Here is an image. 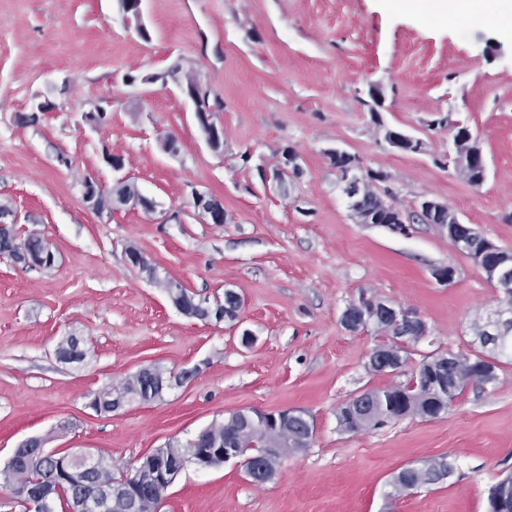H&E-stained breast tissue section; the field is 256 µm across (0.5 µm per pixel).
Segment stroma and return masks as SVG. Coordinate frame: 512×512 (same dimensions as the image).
I'll use <instances>...</instances> for the list:
<instances>
[{"instance_id": "stroma-1", "label": "stroma", "mask_w": 512, "mask_h": 512, "mask_svg": "<svg viewBox=\"0 0 512 512\" xmlns=\"http://www.w3.org/2000/svg\"><path fill=\"white\" fill-rule=\"evenodd\" d=\"M464 8L461 18L437 16L425 0H143L144 39L123 26L117 0H0V206L19 236L37 234L56 255L50 269L0 256V467L43 436L111 458L118 476L237 410L296 409L315 436L271 480L253 483L236 462L191 463L160 512H487L488 486L512 471V358L498 357L496 381L468 385L438 418L357 431L337 421L346 402L406 383L426 356L485 354L478 334L501 307V289L412 217L419 197L445 201L512 252V31L492 22L512 16V0ZM176 63L222 101L221 149L189 98L151 82ZM375 89L384 124L425 141L427 153L376 142ZM105 95L102 123L84 122ZM44 101L56 111L25 123ZM442 113L477 137L481 187L436 163L453 137L431 125ZM167 134L178 154L164 150ZM290 147L304 173L285 192L263 173ZM336 147L389 173L393 203L412 218L408 235L354 222L327 156ZM110 154L123 157L121 172ZM120 177L155 210L90 209L83 179L108 190ZM196 191L223 200L225 223L197 215ZM132 248L155 277L129 264ZM448 264L455 278L439 282L434 271ZM165 280L209 303L233 290L241 327L183 315ZM363 293L429 328L407 344L400 371L368 365L391 336L341 323ZM70 335L82 339V362L56 357ZM145 367L192 376L158 400L90 408ZM441 460L454 463L450 478L391 496L402 468Z\"/></svg>"}]
</instances>
